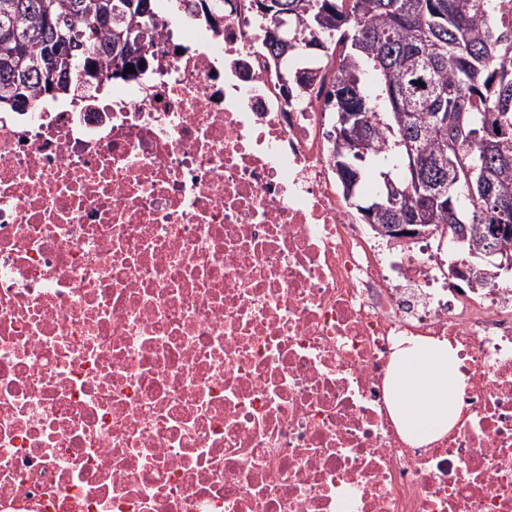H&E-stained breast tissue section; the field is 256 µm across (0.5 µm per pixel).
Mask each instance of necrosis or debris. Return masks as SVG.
I'll use <instances>...</instances> for the list:
<instances>
[{
  "mask_svg": "<svg viewBox=\"0 0 512 512\" xmlns=\"http://www.w3.org/2000/svg\"><path fill=\"white\" fill-rule=\"evenodd\" d=\"M265 28L184 0L144 71L0 113V512H512V288L372 238ZM413 337L468 378L426 445ZM407 342L394 358L392 411L407 440L431 443L456 426L465 377L448 341Z\"/></svg>",
  "mask_w": 512,
  "mask_h": 512,
  "instance_id": "obj_1",
  "label": "necrosis or debris"
}]
</instances>
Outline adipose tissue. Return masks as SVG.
<instances>
[{
  "label": "adipose tissue",
  "mask_w": 512,
  "mask_h": 512,
  "mask_svg": "<svg viewBox=\"0 0 512 512\" xmlns=\"http://www.w3.org/2000/svg\"><path fill=\"white\" fill-rule=\"evenodd\" d=\"M459 366L456 349L445 341L414 339L397 351L392 411L407 440L430 443L456 426L466 386Z\"/></svg>",
  "instance_id": "obj_1"
}]
</instances>
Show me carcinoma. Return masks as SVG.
I'll use <instances>...</instances> for the list:
<instances>
[{"label": "carcinoma", "mask_w": 512, "mask_h": 512, "mask_svg": "<svg viewBox=\"0 0 512 512\" xmlns=\"http://www.w3.org/2000/svg\"><path fill=\"white\" fill-rule=\"evenodd\" d=\"M109 0H0V108L16 112L15 98L56 99L110 75L140 71L147 57L113 69L114 52L132 22L98 29L90 18L107 12ZM288 12L301 44L337 60L324 111L360 112L365 162L357 149L332 139L340 184L361 182L367 166L381 177L405 169L402 155L430 179L448 186V210L430 213L433 224H467L463 243L476 271L487 268L472 246L484 224L512 225V15L502 0H274ZM265 45L291 92L300 53L274 40ZM448 114V135L434 116ZM403 194L369 224L397 222Z\"/></svg>", "instance_id": "carcinoma-1"}]
</instances>
